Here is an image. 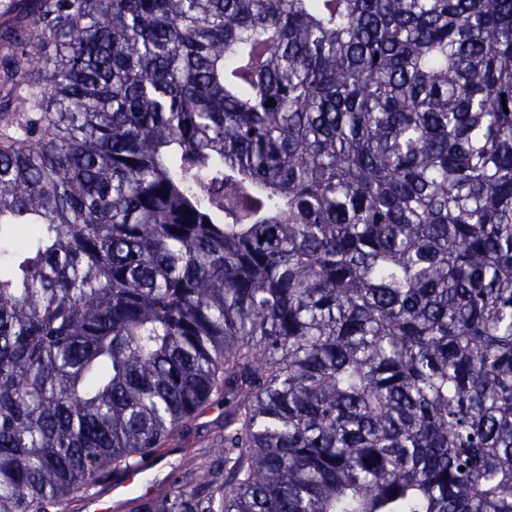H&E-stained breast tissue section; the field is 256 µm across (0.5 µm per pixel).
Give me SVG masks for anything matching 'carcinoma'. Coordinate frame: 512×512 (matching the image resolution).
Returning <instances> with one entry per match:
<instances>
[{
    "label": "carcinoma",
    "mask_w": 512,
    "mask_h": 512,
    "mask_svg": "<svg viewBox=\"0 0 512 512\" xmlns=\"http://www.w3.org/2000/svg\"><path fill=\"white\" fill-rule=\"evenodd\" d=\"M5 229L0 512H512V0H23ZM222 426L224 408L215 406L208 410L190 432L176 437L164 447L163 459L147 475L143 486L152 485L156 494L163 492L175 475L201 462L207 444ZM152 464V458L143 459L136 466L131 467L128 471L115 478L113 480V484L111 481L109 490L112 492V495L116 497L123 495L125 491L129 490L136 484L140 479V474L151 469Z\"/></svg>",
    "instance_id": "cac0c4a2"
}]
</instances>
